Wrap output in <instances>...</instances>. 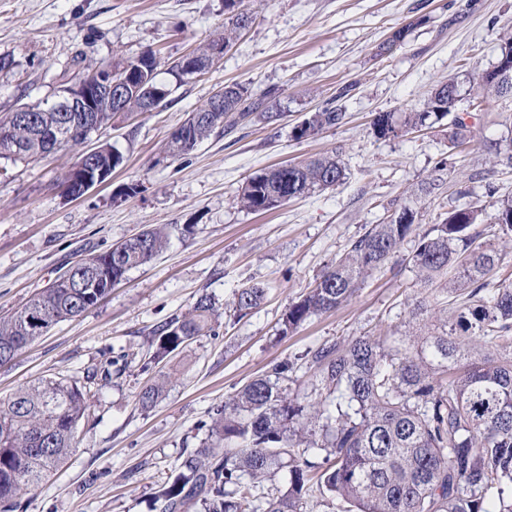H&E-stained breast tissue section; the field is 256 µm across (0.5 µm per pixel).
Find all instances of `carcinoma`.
I'll list each match as a JSON object with an SVG mask.
<instances>
[{
	"label": "carcinoma",
	"instance_id": "obj_1",
	"mask_svg": "<svg viewBox=\"0 0 512 512\" xmlns=\"http://www.w3.org/2000/svg\"><path fill=\"white\" fill-rule=\"evenodd\" d=\"M249 23L235 14L224 33L196 48L171 66L179 81L196 77L201 60L211 59L217 42L233 45ZM156 53L138 56L129 81L147 83L160 106L168 93L158 81ZM224 111L209 112L190 138L171 135L168 153L189 154L224 119L234 123L266 111V96L238 85ZM502 95L481 76L473 99ZM461 92L439 86L420 111L377 113L372 124L378 136L440 125L457 109ZM27 123L13 113L0 118L12 128L20 145L17 158L50 155L51 140L34 128L51 127L53 112H34ZM344 112L325 108L294 128L297 140L340 125ZM467 140V124L455 116L448 141ZM344 169L334 155L301 165L260 170L241 187L239 202L251 212L271 211L316 189L335 186ZM416 212L403 207L383 224H373L354 240L336 265L316 285L289 304L282 332L293 331L309 317L330 312L347 302L372 271L384 267L416 231ZM483 223L482 212L470 205L450 207L438 224L418 235L410 262L423 286L459 297L452 319L437 316L432 302L411 304L413 336L399 343L370 336L318 347L308 399L291 393L293 365L274 363L224 402L209 432L215 441L189 453L159 489L162 512H183L201 505L202 512H301L311 488L349 504V512H512V281L492 279L501 261L498 240H512V196L497 200L494 221ZM162 227L144 230L115 250L91 256L101 271L96 287L84 290L55 283L12 316L0 317V354L18 353L46 335L59 322L81 315L109 294L133 268L146 264L166 246ZM266 289L251 286L234 295L242 314L258 308ZM215 301L199 295L190 309L160 325L159 353L167 354L211 330ZM95 378L43 379L0 400V506L12 508L25 493L39 487L49 473L71 456L77 432L87 417ZM159 383L145 387L139 404L153 407L163 396ZM323 455V464L311 460ZM288 469L283 487L262 492L271 474Z\"/></svg>",
	"mask_w": 512,
	"mask_h": 512
}]
</instances>
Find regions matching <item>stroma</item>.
Instances as JSON below:
<instances>
[{"label":"stroma","instance_id":"1","mask_svg":"<svg viewBox=\"0 0 512 512\" xmlns=\"http://www.w3.org/2000/svg\"><path fill=\"white\" fill-rule=\"evenodd\" d=\"M253 22L206 74L173 83L151 112H121L93 134L123 156L105 184L77 199L59 180L77 161L66 147L43 158L0 156V316L21 310L78 259L105 251L145 228L165 226L168 243L150 263L130 270L108 297L0 365V399L38 379L118 370L99 382L75 453L16 512H161L157 491L184 457L209 440L217 407L270 364H293V392L311 388L309 353L356 336L414 334L413 299L426 296L408 262L407 239L384 267L339 309L308 319L281 336L289 303L312 288L369 225L402 207L417 212L420 231L441 222L452 205L481 208L484 190L512 194V96L489 97L457 113L471 138L450 148L448 127L379 138L378 112L422 109L448 79L463 83L497 61L512 34V0H242ZM229 21L224 0H0V117L44 97L78 70L159 51L166 68ZM409 27L400 43L393 33ZM250 85L267 97L272 120L237 122L187 156L166 152L171 134L214 90ZM350 86L338 98L342 86ZM341 106L339 126L305 140L292 136L304 115ZM336 155L344 181L261 214L240 207L237 194L255 172ZM128 183L141 190L124 201ZM267 286L263 304L241 316L239 288ZM216 302L214 334L199 336L154 361L156 329L188 310L196 297ZM163 382L165 393L142 408L140 391Z\"/></svg>","mask_w":512,"mask_h":512}]
</instances>
